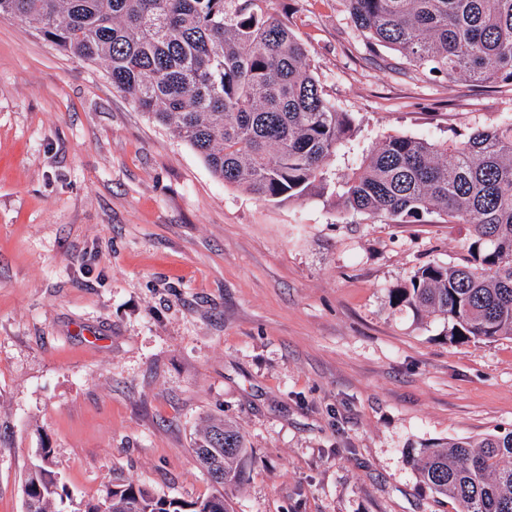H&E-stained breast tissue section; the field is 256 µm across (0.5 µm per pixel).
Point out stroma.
<instances>
[{
  "mask_svg": "<svg viewBox=\"0 0 512 512\" xmlns=\"http://www.w3.org/2000/svg\"><path fill=\"white\" fill-rule=\"evenodd\" d=\"M356 133L325 192L277 203L224 184L101 63L0 18V512L49 446L70 495L215 488L193 451L233 421L234 512H456L409 449L512 430V338L450 340L392 302L469 224L342 212L345 175L391 136L512 120V85L421 79L369 45L343 0H269Z\"/></svg>",
  "mask_w": 512,
  "mask_h": 512,
  "instance_id": "obj_1",
  "label": "stroma"
}]
</instances>
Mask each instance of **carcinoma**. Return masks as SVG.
<instances>
[{
	"mask_svg": "<svg viewBox=\"0 0 512 512\" xmlns=\"http://www.w3.org/2000/svg\"><path fill=\"white\" fill-rule=\"evenodd\" d=\"M267 0H0L60 50L105 66L112 86L173 130L211 172L265 200L324 189L322 171L353 132L324 94L307 50ZM362 35L423 74L512 84V0H344ZM339 206L388 223L435 214L470 224L466 255L428 263L391 290L397 303L448 322L450 338L512 336V122L458 141L394 136L344 184ZM221 491L184 501L133 483L106 486L77 512H230L223 490L246 481L243 436L210 422L195 442ZM23 480L25 512H64L65 487L45 460ZM436 499L457 512H512V431L408 452Z\"/></svg>",
	"mask_w": 512,
	"mask_h": 512,
	"instance_id": "carcinoma-1",
	"label": "carcinoma"
}]
</instances>
